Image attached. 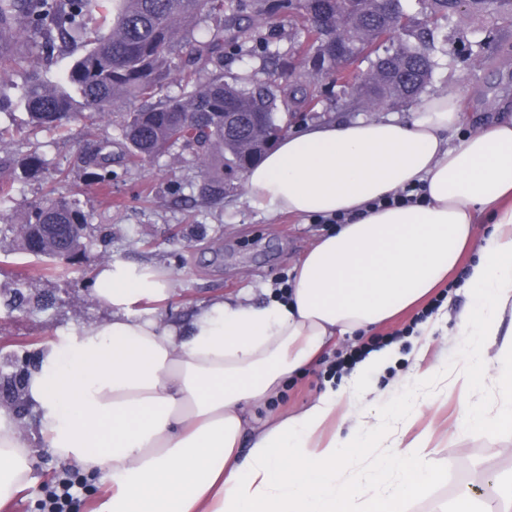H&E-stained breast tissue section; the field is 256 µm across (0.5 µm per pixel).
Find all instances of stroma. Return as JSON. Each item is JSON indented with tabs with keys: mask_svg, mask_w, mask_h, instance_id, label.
I'll return each instance as SVG.
<instances>
[{
	"mask_svg": "<svg viewBox=\"0 0 512 512\" xmlns=\"http://www.w3.org/2000/svg\"><path fill=\"white\" fill-rule=\"evenodd\" d=\"M448 38L445 66L435 76L433 91L456 93L464 107L460 131L449 133L450 145L463 134L494 118V109H512V26L485 24L481 36L485 57L479 67L465 66L462 55L472 39L469 23L443 24ZM327 99L317 113L290 123L291 132L307 124L356 121L360 112L345 107L351 91L325 79ZM121 108L95 119L70 123L68 137L30 131L22 110L0 113V127L14 132L11 153L0 152V164L12 166L11 207L20 208L48 193L76 200L87 216L91 239L76 261L37 258L25 253L13 224L0 220V300L13 288L28 298L25 306L9 309L0 303V404L18 422L32 447L33 481L0 512H38L45 489L70 474L67 464L45 448L37 413L22 396L12 395L5 380L31 368L48 343L73 335L83 327L109 318L112 311L98 302L90 287L100 268L118 262L154 267L171 275V292L162 303L143 301L137 311H157L166 323L187 325L207 303L245 296L255 303L283 295L293 269L310 247L329 230L320 218H298L254 204L239 175L225 173L228 191L222 203L197 201L200 167L191 153L164 154L136 166L113 163L109 189L90 181L80 166V154L91 140H115L120 135ZM37 151L49 163L38 176L16 168L19 156ZM448 319L440 323L426 346H419V310L404 312L368 330L366 336L337 340L323 356L301 372L285 378L266 405L263 418L300 412L330 386H346L351 370L343 362L359 354L365 338L393 342L396 366L371 374L365 391L345 399L318 431L315 445L332 436L346 437L358 417H366L381 436L377 447L356 458L348 475L370 476L377 454H391L423 439L438 467L447 473L409 512H431L439 501L456 498L512 474V432L484 433L467 428L473 406L496 415L502 398L497 380L495 348L484 349L487 362L480 390L464 384L467 354L461 348L458 324L472 305L464 280L449 288Z\"/></svg>",
	"mask_w": 512,
	"mask_h": 512,
	"instance_id": "obj_1",
	"label": "stroma"
}]
</instances>
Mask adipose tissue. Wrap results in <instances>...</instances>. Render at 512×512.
Instances as JSON below:
<instances>
[{"label":"adipose tissue","instance_id":"1","mask_svg":"<svg viewBox=\"0 0 512 512\" xmlns=\"http://www.w3.org/2000/svg\"><path fill=\"white\" fill-rule=\"evenodd\" d=\"M461 121L456 94H424L410 120L310 126L246 173L252 199L274 212L346 218L295 267L285 299H218L181 331L133 310L168 296L167 272L118 263L100 271L95 296L111 317L46 345L24 383L54 455L110 477L97 512H407L441 477L424 447L377 458L372 480L347 482L346 464L370 446L365 426L312 448L342 392L271 422L254 410L337 338L424 301L469 247L478 253L468 276L475 307L459 331L496 347L509 399L494 419L474 409L471 426L512 425V336L500 335L512 307V119L449 146ZM415 186L420 202L387 205ZM483 218L494 229L479 237ZM30 456L0 411V507L30 484ZM396 470L401 483L388 485Z\"/></svg>","mask_w":512,"mask_h":512}]
</instances>
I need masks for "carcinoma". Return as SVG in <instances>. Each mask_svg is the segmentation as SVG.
I'll return each instance as SVG.
<instances>
[{
  "instance_id": "carcinoma-1",
  "label": "carcinoma",
  "mask_w": 512,
  "mask_h": 512,
  "mask_svg": "<svg viewBox=\"0 0 512 512\" xmlns=\"http://www.w3.org/2000/svg\"><path fill=\"white\" fill-rule=\"evenodd\" d=\"M422 26H415L402 0H389L377 9L371 0H0V71L27 60L17 48L21 34L37 48L36 62L20 86L0 81V111L24 109L33 129L67 132L78 115L105 114L124 106L120 140L99 141L83 154L92 180L112 181V146L120 157L136 164L176 149L212 161L197 185L209 203L224 200V163L249 170L268 152L260 145L250 154L242 146L260 135L267 140L288 134L293 108L313 112L321 103V86L293 77L290 60L265 50L262 68L272 64L285 81L244 85L224 71V50L238 48L253 28V19L282 16L301 26L304 39L289 53L316 51L318 68L328 76L341 75L354 88L350 105L370 98L379 106H393L423 93L432 83L440 51L436 25L457 14L456 0H421ZM349 22L346 36L336 39V17ZM493 17L512 23V0H481L472 21ZM72 45L81 53L62 76L50 68L58 45ZM366 61L380 71L374 85L356 84L353 65ZM178 92L160 96L170 79ZM17 164L31 175L45 168V160L29 153ZM85 213L73 200L47 196L24 207L19 224H65L52 233L21 231L25 250L36 257L56 258L84 246L81 225Z\"/></svg>"
}]
</instances>
